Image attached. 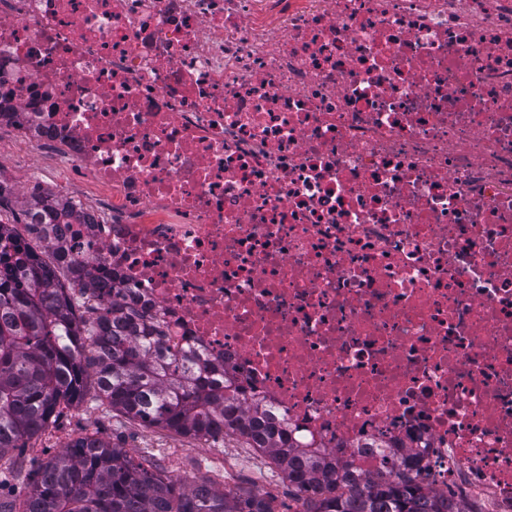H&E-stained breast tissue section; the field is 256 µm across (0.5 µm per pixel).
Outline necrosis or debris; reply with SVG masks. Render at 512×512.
Instances as JSON below:
<instances>
[{
  "label": "necrosis or debris",
  "mask_w": 512,
  "mask_h": 512,
  "mask_svg": "<svg viewBox=\"0 0 512 512\" xmlns=\"http://www.w3.org/2000/svg\"><path fill=\"white\" fill-rule=\"evenodd\" d=\"M1 129L299 447L512 512V0H0Z\"/></svg>",
  "instance_id": "4bbe7bcc"
}]
</instances>
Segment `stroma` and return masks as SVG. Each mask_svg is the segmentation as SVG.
I'll return each instance as SVG.
<instances>
[{
  "label": "stroma",
  "mask_w": 512,
  "mask_h": 512,
  "mask_svg": "<svg viewBox=\"0 0 512 512\" xmlns=\"http://www.w3.org/2000/svg\"><path fill=\"white\" fill-rule=\"evenodd\" d=\"M94 432L111 439L136 456H146L164 469L169 477L185 483L207 476L216 489H223V469L233 464L235 439L227 438L206 446L200 442L142 425L115 412L100 408L97 401L86 399L77 407L65 410L60 419L25 449L26 459L46 461L60 451L62 440Z\"/></svg>",
  "instance_id": "stroma-1"
}]
</instances>
